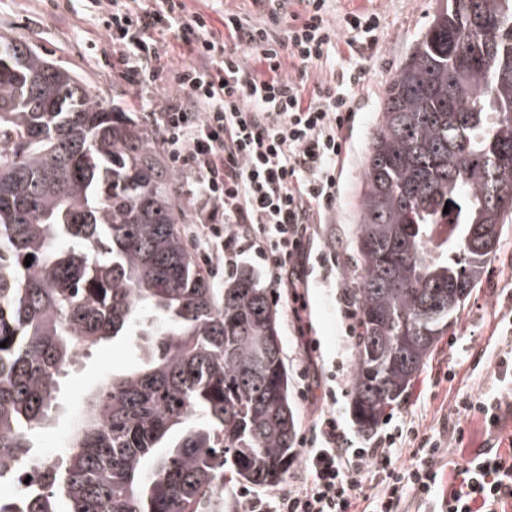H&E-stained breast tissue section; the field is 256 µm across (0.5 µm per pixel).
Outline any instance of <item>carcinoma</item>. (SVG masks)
Segmentation results:
<instances>
[{
    "mask_svg": "<svg viewBox=\"0 0 512 512\" xmlns=\"http://www.w3.org/2000/svg\"><path fill=\"white\" fill-rule=\"evenodd\" d=\"M492 18L493 38L464 41ZM2 67L0 484L33 462L81 351L147 340L143 366L100 388L60 463L0 495V512H224V471L282 483L298 416L269 289L246 264L210 286L179 229L175 175L133 113L0 36ZM511 215L512 0H448L386 88L367 147L350 393L362 432L400 404Z\"/></svg>",
    "mask_w": 512,
    "mask_h": 512,
    "instance_id": "carcinoma-1",
    "label": "carcinoma"
}]
</instances>
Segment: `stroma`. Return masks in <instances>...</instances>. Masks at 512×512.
<instances>
[{
  "instance_id": "obj_1",
  "label": "stroma",
  "mask_w": 512,
  "mask_h": 512,
  "mask_svg": "<svg viewBox=\"0 0 512 512\" xmlns=\"http://www.w3.org/2000/svg\"><path fill=\"white\" fill-rule=\"evenodd\" d=\"M444 0H331V19L350 11L373 10L382 16V35L376 49L366 52L363 83L355 92L356 118L346 130L349 152L340 179L335 212L317 225L315 250L336 251L339 263L325 268L307 265V307L293 314L285 289H274L282 342L289 370L305 365L312 375L309 396L294 395L299 432H307L323 408L324 388L332 365L354 368L352 341L341 331L339 296L354 288L360 274L354 239L359 195L370 134L381 118L385 89L416 41L425 32ZM0 35L25 42L50 60L82 77L94 93L116 98L120 106L146 120L159 111L174 87L164 82L135 88L112 70L114 55L87 0H69L54 7L52 0H0ZM512 352V218L503 230L496 254L488 262L480 288L474 289L457 321L438 341L422 372L409 388L397 411L420 431L438 433L453 415L459 398L483 394L512 396V373L499 365ZM139 353L124 341L109 342L83 353L64 377L60 400L49 424L34 441L44 453L47 436L65 441L79 404L112 375L135 369ZM461 433H448L456 463L470 460L494 436L512 435V415L503 414L498 431H490L482 414L460 422Z\"/></svg>"
}]
</instances>
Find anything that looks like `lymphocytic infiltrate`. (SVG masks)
<instances>
[{
	"label": "lymphocytic infiltrate",
	"mask_w": 512,
	"mask_h": 512,
	"mask_svg": "<svg viewBox=\"0 0 512 512\" xmlns=\"http://www.w3.org/2000/svg\"><path fill=\"white\" fill-rule=\"evenodd\" d=\"M268 0V22L229 13L215 28L209 13L190 11L186 0H90L120 74L138 86L158 78L161 40L176 35L191 60L171 70L178 90L151 113L165 133L173 168L196 176L194 190L209 208L195 247L210 264L234 265L250 254L275 283H286L291 301L303 304L305 247L311 224L336 208L338 173L353 117L354 91L365 70L357 57L381 35L378 13L352 11L331 22L328 0ZM285 32L274 27L282 15ZM298 77L284 76L285 60ZM328 70L330 80L306 87L308 69ZM338 387L307 435L300 438L303 480L265 494L240 488L244 512H351L369 499L372 512H404L407 499L435 503L439 512H512V448L480 450L456 472L460 482L440 495L441 440L419 434L407 420L385 422L374 447L355 445L334 404ZM416 448L412 463L394 454L403 440Z\"/></svg>",
	"instance_id": "f902f5d3"
}]
</instances>
